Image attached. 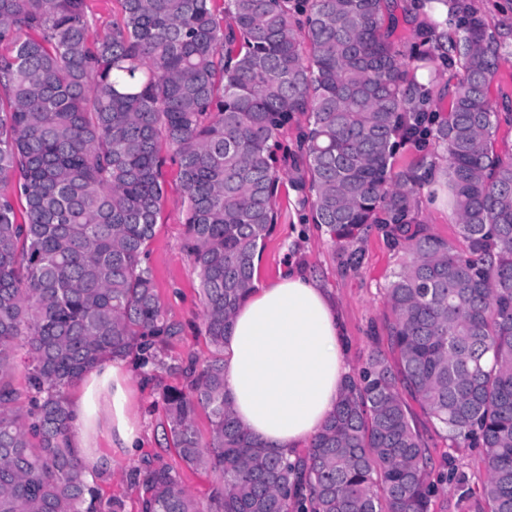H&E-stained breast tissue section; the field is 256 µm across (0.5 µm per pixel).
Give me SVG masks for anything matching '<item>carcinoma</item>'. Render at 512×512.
<instances>
[{"instance_id":"1","label":"carcinoma","mask_w":512,"mask_h":512,"mask_svg":"<svg viewBox=\"0 0 512 512\" xmlns=\"http://www.w3.org/2000/svg\"><path fill=\"white\" fill-rule=\"evenodd\" d=\"M214 2L122 0V20L93 40L89 0H0V512H101L67 390L111 356L157 367L183 334L145 264L163 141L211 347L202 368L174 367L187 385L163 400L181 461L215 475L212 512H430L448 475L430 480L402 389L449 440L482 448L473 512H512V158L494 149L496 34L466 0H441L457 28L448 44L408 54L384 26L398 22L390 0ZM438 57L461 77L426 135L447 152L462 249L413 223L422 177L393 171ZM300 114L314 223L344 249L375 224L403 258L386 289L396 360L374 351L346 377L292 462L235 419L224 340L277 222L278 137ZM134 481L140 512H203L167 464Z\"/></svg>"}]
</instances>
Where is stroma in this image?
<instances>
[{"label":"stroma","mask_w":512,"mask_h":512,"mask_svg":"<svg viewBox=\"0 0 512 512\" xmlns=\"http://www.w3.org/2000/svg\"><path fill=\"white\" fill-rule=\"evenodd\" d=\"M489 97L492 107L502 117L495 147L500 155H512V122L507 119L512 113V55L502 56ZM306 123V116H298L296 124L280 137L279 217L258 261L257 280L275 281L290 261L327 288L344 323L347 361L351 373L355 374L372 351L385 354L391 351L387 332L391 313L386 288L402 255L374 228L354 244V263H346L339 246L313 224L306 189L308 166L296 142L298 127ZM444 164L445 151L435 140L423 145L402 141L396 148V168L433 170L419 190L416 223L426 225L436 236L456 242L460 239L457 217L448 204V188L439 175ZM164 181L165 200L146 264L167 316L183 324L184 335L174 348L163 352L164 367L154 369L148 376L138 368L132 371V403L142 431V447L135 455L113 457L109 468L93 474L101 500L120 499L123 512H139L141 489L134 484L132 473L160 460L179 470L185 489L201 507H208V496L215 482L214 474L208 469L184 467L171 441L162 400L168 388L186 384L184 377L173 372V365L191 356L200 362L209 356L203 336L199 280L183 250L184 189L177 162L168 161ZM413 422L427 441L434 461H447L462 478L461 483L450 484L433 499L431 512H469L464 495L484 477L480 448L452 443L421 410H414Z\"/></svg>","instance_id":"stroma-1"}]
</instances>
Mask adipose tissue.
Returning <instances> with one entry per match:
<instances>
[{"label": "adipose tissue", "instance_id": "ef3b65f1", "mask_svg": "<svg viewBox=\"0 0 512 512\" xmlns=\"http://www.w3.org/2000/svg\"><path fill=\"white\" fill-rule=\"evenodd\" d=\"M349 373L343 323L328 293L300 269L260 285L235 312L224 342V392L249 437L294 455L333 413ZM132 375L117 356L83 379L69 402L73 445L87 470L102 469L88 436L134 454L141 430L131 413Z\"/></svg>", "mask_w": 512, "mask_h": 512}]
</instances>
